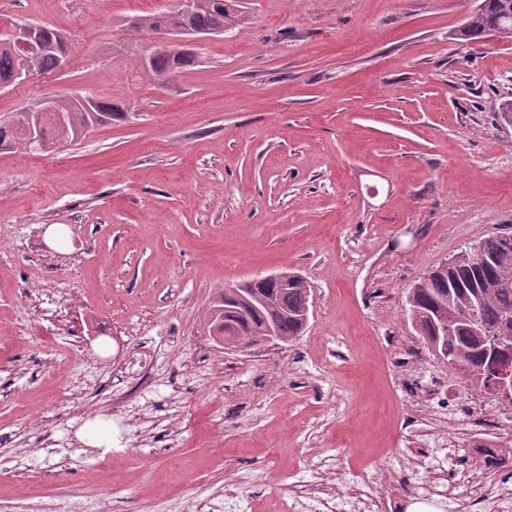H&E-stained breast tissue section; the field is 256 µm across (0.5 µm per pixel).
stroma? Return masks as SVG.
I'll use <instances>...</instances> for the list:
<instances>
[{
    "label": "stroma",
    "instance_id": "obj_1",
    "mask_svg": "<svg viewBox=\"0 0 512 512\" xmlns=\"http://www.w3.org/2000/svg\"><path fill=\"white\" fill-rule=\"evenodd\" d=\"M480 0H237L242 22L143 64L162 32L132 18L179 0H0V39L64 33V68L0 90V120L48 100L125 114L75 143L0 151V491L45 502L92 477L111 512H288L334 470L383 512H453L423 489L446 459L459 499L494 507L512 461L482 470L512 422L462 405L405 314L422 276L512 234V40L455 33ZM310 286L305 333L229 352L209 333L224 287L272 273ZM148 366L152 385L140 389ZM140 392L123 426L114 398ZM111 447L86 443L91 425ZM27 465L14 457L37 442Z\"/></svg>",
    "mask_w": 512,
    "mask_h": 512
}]
</instances>
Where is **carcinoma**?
Instances as JSON below:
<instances>
[{
    "mask_svg": "<svg viewBox=\"0 0 512 512\" xmlns=\"http://www.w3.org/2000/svg\"><path fill=\"white\" fill-rule=\"evenodd\" d=\"M224 0H199L188 14L166 10L141 17L150 29L182 28L205 34L236 23L238 16L222 7ZM499 31L512 39V0H481L457 38L479 42ZM60 53L45 48L27 55L9 40L0 41V87H8L21 70L37 73L59 67ZM194 56L185 53L175 59L159 47L148 68L162 75L190 65ZM97 111L86 112L76 99L56 102L65 117L61 126L54 116L43 117L39 140L29 133L30 113L18 112L0 122V150L24 148L42 150L54 139L76 141L92 126L121 115L110 100H96ZM456 262L441 266L409 289L407 314L417 335L432 351L446 350L443 363L448 373H467V381L488 387L496 367L512 359V235H497L455 255ZM310 288L302 280L273 283L255 278L249 285V303L240 304L232 296L223 297L222 307L238 311L240 337L254 338L271 328L290 340L301 335L306 325L303 315L310 306Z\"/></svg>",
    "mask_w": 512,
    "mask_h": 512,
    "instance_id": "obj_1",
    "label": "carcinoma"
}]
</instances>
